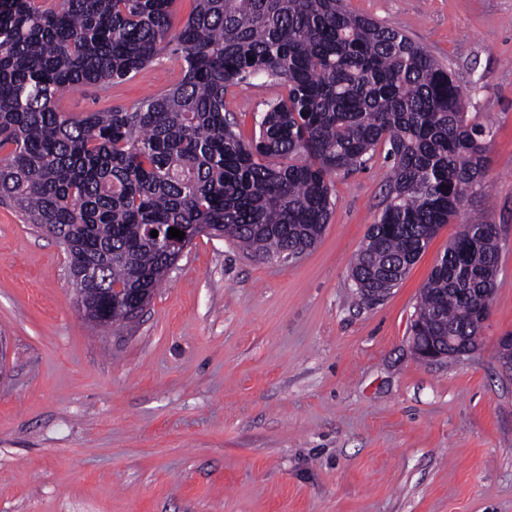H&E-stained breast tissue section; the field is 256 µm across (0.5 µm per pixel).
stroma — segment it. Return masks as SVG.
Masks as SVG:
<instances>
[{
  "instance_id": "35a3bbf8",
  "label": "stroma",
  "mask_w": 512,
  "mask_h": 512,
  "mask_svg": "<svg viewBox=\"0 0 512 512\" xmlns=\"http://www.w3.org/2000/svg\"><path fill=\"white\" fill-rule=\"evenodd\" d=\"M429 51L489 130L500 229L484 334L425 363L410 325L457 225L383 300L351 263L381 214L377 149L334 176L336 207L300 258L201 236L136 318L104 332L77 309L62 246L0 204V512H512V0H347ZM167 59L112 88L130 104L177 79ZM280 81L224 98L244 137Z\"/></svg>"
}]
</instances>
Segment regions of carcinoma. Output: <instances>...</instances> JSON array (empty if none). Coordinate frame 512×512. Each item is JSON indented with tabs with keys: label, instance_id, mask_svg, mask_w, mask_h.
I'll list each match as a JSON object with an SVG mask.
<instances>
[{
	"label": "carcinoma",
	"instance_id": "cac0c4a2",
	"mask_svg": "<svg viewBox=\"0 0 512 512\" xmlns=\"http://www.w3.org/2000/svg\"><path fill=\"white\" fill-rule=\"evenodd\" d=\"M0 0V202L70 243L95 288L162 283L199 227L261 259L317 243L332 176L387 146L385 206L351 265L362 302L384 298L465 203L489 194L486 127L451 72L344 0ZM168 55L180 80L130 105L73 114V89L109 88ZM283 81L259 133L224 113L232 86ZM184 239L168 237L169 228ZM158 231L152 237V231ZM500 246L461 225L420 293L422 336H472ZM131 317L112 302L109 328Z\"/></svg>",
	"mask_w": 512,
	"mask_h": 512
}]
</instances>
